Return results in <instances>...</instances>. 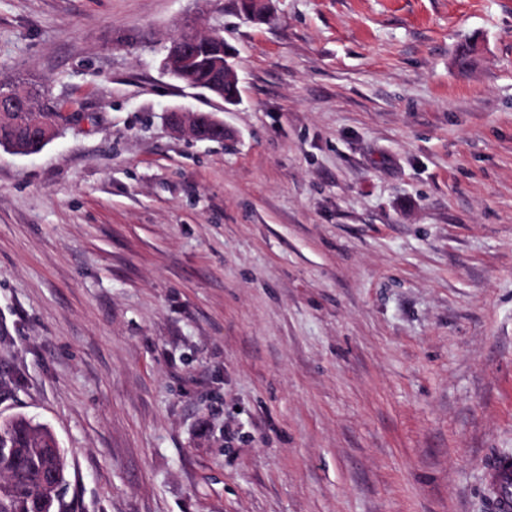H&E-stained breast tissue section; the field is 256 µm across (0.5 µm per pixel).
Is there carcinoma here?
Listing matches in <instances>:
<instances>
[{
    "label": "carcinoma",
    "instance_id": "cac0c4a2",
    "mask_svg": "<svg viewBox=\"0 0 512 512\" xmlns=\"http://www.w3.org/2000/svg\"><path fill=\"white\" fill-rule=\"evenodd\" d=\"M194 62L173 74L187 85L208 89L224 82V93L231 102L240 100L238 82L224 76L214 61L223 58L224 38L197 37L191 46ZM24 105L12 112H0V147L19 154L41 151L38 125L62 118L60 106L37 86L22 88L6 83ZM49 429L23 415L0 423V512H54L66 485V459L62 451L43 448Z\"/></svg>",
    "mask_w": 512,
    "mask_h": 512
}]
</instances>
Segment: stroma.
<instances>
[{
	"label": "stroma",
	"instance_id": "obj_1",
	"mask_svg": "<svg viewBox=\"0 0 512 512\" xmlns=\"http://www.w3.org/2000/svg\"><path fill=\"white\" fill-rule=\"evenodd\" d=\"M271 7L0 0V81L72 116L0 148V421L54 434L65 512H491L512 0ZM184 33L232 48L236 106L164 70Z\"/></svg>",
	"mask_w": 512,
	"mask_h": 512
}]
</instances>
